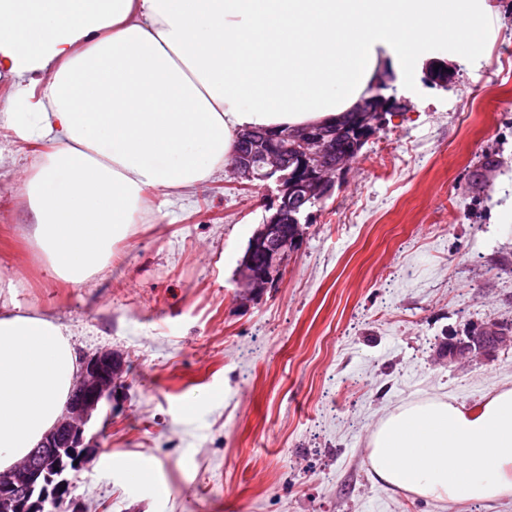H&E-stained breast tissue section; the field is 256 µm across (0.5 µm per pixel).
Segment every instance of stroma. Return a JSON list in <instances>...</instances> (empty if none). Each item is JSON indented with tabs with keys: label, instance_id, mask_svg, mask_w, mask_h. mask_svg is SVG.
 Listing matches in <instances>:
<instances>
[{
	"label": "stroma",
	"instance_id": "1",
	"mask_svg": "<svg viewBox=\"0 0 512 512\" xmlns=\"http://www.w3.org/2000/svg\"><path fill=\"white\" fill-rule=\"evenodd\" d=\"M485 49L388 82L403 105L312 209L276 288L240 296L236 269L278 194L220 172L186 199L149 195L111 270L50 275L0 165V274L78 357L126 363L86 436L82 512H512L379 483L368 436L428 397L479 405L512 387V345L438 362L470 325L512 322V0H486Z\"/></svg>",
	"mask_w": 512,
	"mask_h": 512
}]
</instances>
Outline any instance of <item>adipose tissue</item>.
Listing matches in <instances>:
<instances>
[{"mask_svg": "<svg viewBox=\"0 0 512 512\" xmlns=\"http://www.w3.org/2000/svg\"><path fill=\"white\" fill-rule=\"evenodd\" d=\"M484 22L478 0H0V126L53 145L18 171L33 236L83 284L149 193L204 185L242 131L336 121L434 48L482 52ZM80 370L66 327L0 305V472L55 427ZM368 465L423 498L512 496V388L387 413Z\"/></svg>", "mask_w": 512, "mask_h": 512, "instance_id": "1", "label": "adipose tissue"}]
</instances>
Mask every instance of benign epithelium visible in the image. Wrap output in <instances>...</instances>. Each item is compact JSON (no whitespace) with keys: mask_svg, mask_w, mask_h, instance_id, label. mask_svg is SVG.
<instances>
[{"mask_svg":"<svg viewBox=\"0 0 512 512\" xmlns=\"http://www.w3.org/2000/svg\"><path fill=\"white\" fill-rule=\"evenodd\" d=\"M397 103L377 96L361 98L353 107L358 113L357 142L371 139ZM247 151L234 154L229 169L237 178L274 180L278 185L274 212L263 219L250 238L246 257L237 269V285L248 298L264 295L276 286L284 261L303 238L300 205L330 197L341 168L323 156L334 152L336 124L319 129L305 126L290 134L251 141ZM296 167L288 171V158ZM512 344V327L498 321L470 325L458 336L448 337L437 352L440 362L464 357L489 360L502 347ZM124 373L123 358L108 350L85 357L70 401L55 428L26 458L0 473V512H77L69 498L77 472L97 454L85 444L92 415L112 396Z\"/></svg>","mask_w":512,"mask_h":512,"instance_id":"obj_1","label":"benign epithelium"}]
</instances>
